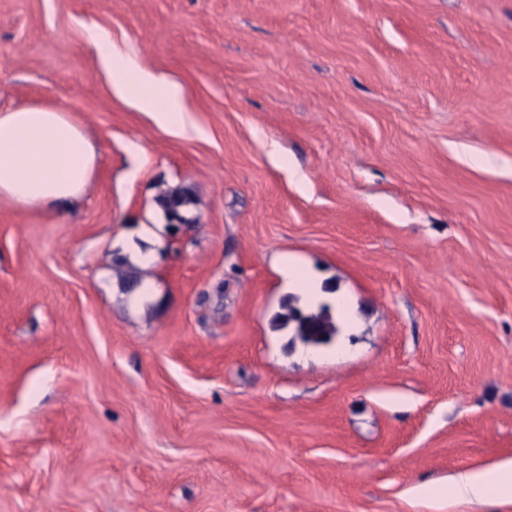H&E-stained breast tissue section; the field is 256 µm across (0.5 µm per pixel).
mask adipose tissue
Instances as JSON below:
<instances>
[{"label": "adipose tissue", "instance_id": "obj_1", "mask_svg": "<svg viewBox=\"0 0 512 512\" xmlns=\"http://www.w3.org/2000/svg\"><path fill=\"white\" fill-rule=\"evenodd\" d=\"M88 39L110 76L112 90L163 129L193 134L182 87L144 69L138 60L97 29ZM97 163L82 126L46 105L0 112V202L19 210L50 212L80 196ZM452 495L482 501L512 500V462L470 470L453 478Z\"/></svg>", "mask_w": 512, "mask_h": 512}]
</instances>
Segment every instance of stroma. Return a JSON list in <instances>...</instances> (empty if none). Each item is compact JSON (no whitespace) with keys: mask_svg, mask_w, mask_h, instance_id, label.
<instances>
[{"mask_svg":"<svg viewBox=\"0 0 512 512\" xmlns=\"http://www.w3.org/2000/svg\"><path fill=\"white\" fill-rule=\"evenodd\" d=\"M91 26L199 136L113 94ZM32 104L98 164L62 213L0 203V512H512L448 493L512 461V0H0V111ZM283 253L356 305L331 345L277 329ZM158 202L163 208L167 219L169 221V214L176 212L182 224L194 223V218L188 216L189 208L193 210L198 204V199L195 194L187 188L175 187L162 191L158 196ZM175 214L171 215L170 224H181Z\"/></svg>","mask_w":512,"mask_h":512,"instance_id":"35a3bbf8","label":"stroma"}]
</instances>
